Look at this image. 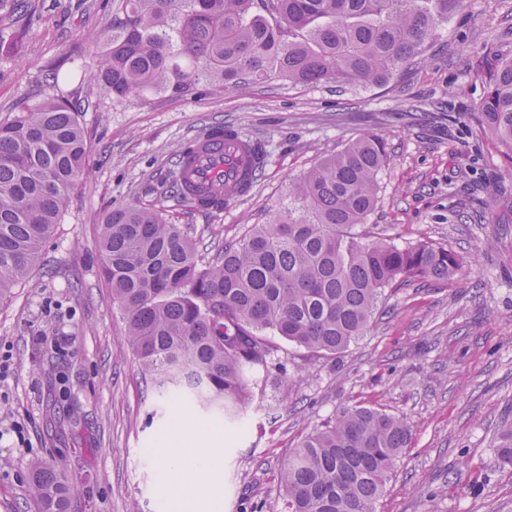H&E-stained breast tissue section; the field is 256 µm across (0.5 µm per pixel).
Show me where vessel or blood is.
Masks as SVG:
<instances>
[{
    "label": "vessel or blood",
    "instance_id": "vessel-or-blood-1",
    "mask_svg": "<svg viewBox=\"0 0 512 512\" xmlns=\"http://www.w3.org/2000/svg\"><path fill=\"white\" fill-rule=\"evenodd\" d=\"M257 161L252 141L204 135L198 149L185 161L189 182L206 186H234Z\"/></svg>",
    "mask_w": 512,
    "mask_h": 512
}]
</instances>
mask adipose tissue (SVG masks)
Wrapping results in <instances>:
<instances>
[{
    "label": "adipose tissue",
    "mask_w": 512,
    "mask_h": 512,
    "mask_svg": "<svg viewBox=\"0 0 512 512\" xmlns=\"http://www.w3.org/2000/svg\"><path fill=\"white\" fill-rule=\"evenodd\" d=\"M191 424L175 415L160 448L156 450L161 482L178 512H200L201 498H208L213 512L222 506L219 473L223 451L216 442L203 441L191 447L188 436Z\"/></svg>",
    "instance_id": "ef3b65f1"
}]
</instances>
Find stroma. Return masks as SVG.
<instances>
[{"label":"stroma","instance_id":"obj_1","mask_svg":"<svg viewBox=\"0 0 512 512\" xmlns=\"http://www.w3.org/2000/svg\"><path fill=\"white\" fill-rule=\"evenodd\" d=\"M112 0H29L0 9V34L24 32L21 53L0 46V119L59 94L77 107L90 175L64 205L35 285L0 300V512H34L31 466L65 460L75 512H174L153 451L174 411L220 431L222 512H281L277 475L292 448L342 407L406 418L412 439L377 512H512V467L496 450L512 423V162L479 125L488 60L512 57V0H465L428 51L382 87L293 84L201 87L116 99L94 78V37ZM60 66L68 80L53 82ZM456 122H449V115ZM268 144L264 175L230 208L172 198L171 223L199 251L239 239L287 206L292 181L363 135L386 144L378 203L362 228L400 247L444 246L464 269L442 282L386 289L371 328L336 355L278 340L280 369L256 389L239 428L143 381L98 251L120 206L159 201L179 147L211 126Z\"/></svg>","mask_w":512,"mask_h":512}]
</instances>
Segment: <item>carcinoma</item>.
Masks as SVG:
<instances>
[{"label": "carcinoma", "mask_w": 512, "mask_h": 512, "mask_svg": "<svg viewBox=\"0 0 512 512\" xmlns=\"http://www.w3.org/2000/svg\"><path fill=\"white\" fill-rule=\"evenodd\" d=\"M463 0H112L96 76L117 99L198 84L382 85L422 54ZM483 127L512 160V58L485 73ZM176 154L166 189L212 202L210 187L182 182ZM87 142L68 101L45 99L0 121V299L26 282L87 172ZM384 141L364 136L292 186L288 208L255 224L212 258L188 224L162 210L123 206L104 218L99 248L128 342L155 392H183L235 421L268 376L280 337L337 354L367 335L385 289L411 278L445 281L460 269L443 246L370 240L368 223L386 162ZM410 442L400 416L367 406L339 410L305 436L279 473L284 512H376ZM512 465V426L497 449ZM64 461L32 466L36 512H72L78 486Z\"/></svg>", "instance_id": "cac0c4a2"}]
</instances>
